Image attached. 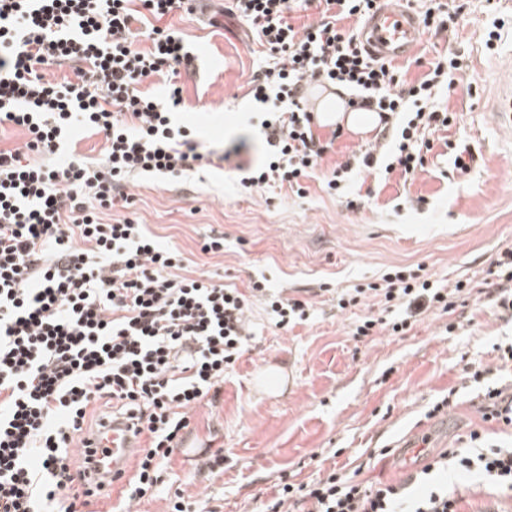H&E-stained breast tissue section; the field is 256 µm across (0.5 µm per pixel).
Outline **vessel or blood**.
Segmentation results:
<instances>
[{"instance_id": "vessel-or-blood-1", "label": "vessel or blood", "mask_w": 512, "mask_h": 512, "mask_svg": "<svg viewBox=\"0 0 512 512\" xmlns=\"http://www.w3.org/2000/svg\"><path fill=\"white\" fill-rule=\"evenodd\" d=\"M380 6L368 15L360 27V39L368 54L376 60H397L411 54L422 39L418 17L404 0H379ZM335 88L325 81L308 86L307 107L314 119L323 114L322 98L334 94ZM95 448L94 466L104 478L122 480L129 473L130 459L137 441L130 426L114 422L94 433L89 442Z\"/></svg>"}]
</instances>
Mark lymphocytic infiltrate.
I'll return each instance as SVG.
<instances>
[{
    "mask_svg": "<svg viewBox=\"0 0 512 512\" xmlns=\"http://www.w3.org/2000/svg\"><path fill=\"white\" fill-rule=\"evenodd\" d=\"M376 0H229L266 56L251 95L260 114L263 158L240 183L247 189L288 188L304 196L322 175L329 194L360 209L353 177L403 178L424 171L429 131L451 125L433 94L461 65L441 56L407 83L400 68L366 55L355 20ZM197 0H0V125L12 124L22 145L0 148V512H81L91 460L83 439L90 410H115L144 437L119 512L161 495L167 464L190 426V412L216 403L224 372L252 336L249 311L263 300L276 328L305 319V301L249 292L181 276L184 257L156 240L137 219L107 223L106 211L132 208L130 177L181 178L239 154L244 144L208 147L175 121L183 102L179 77L197 57L180 32L159 21ZM317 10L316 23L295 27L293 14ZM77 62L73 76L45 69ZM163 78L164 99L142 91ZM326 80L348 91L350 105L380 116L383 153L366 151L327 174L328 151L315 136L302 88ZM102 136L103 157H79L75 130ZM378 312L356 337L406 329L429 310L446 314L471 297L469 281L444 288L396 268L367 288H346L338 308L363 292ZM448 448L400 484L360 480L337 470L307 483L280 482L265 512H459V493L438 476L479 473L512 490V445Z\"/></svg>",
    "mask_w": 512,
    "mask_h": 512,
    "instance_id": "obj_1",
    "label": "lymphocytic infiltrate"
}]
</instances>
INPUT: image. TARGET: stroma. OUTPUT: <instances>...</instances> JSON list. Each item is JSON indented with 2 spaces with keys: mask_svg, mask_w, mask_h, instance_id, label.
<instances>
[{
  "mask_svg": "<svg viewBox=\"0 0 512 512\" xmlns=\"http://www.w3.org/2000/svg\"><path fill=\"white\" fill-rule=\"evenodd\" d=\"M443 2L452 20L446 30L424 33L406 79H421L450 49L464 69L436 92V105L455 120L434 133L426 170L413 180L397 172L384 181L355 179L362 197L356 211L317 179L308 180L303 197L286 188L244 189L229 164L182 179L139 176L128 187L138 222L183 252L182 276L209 274L242 291L263 279L311 304L308 320L283 331L255 302V336L227 369L219 402L193 410L189 441L222 446L224 470L211 473L204 460L177 452L166 485L202 512H261L279 479L306 483L335 467L399 483L421 469L424 452L468 447L475 429L488 443L512 441L482 421L469 379L471 367L496 368L497 345L512 342V322L489 303L470 298L451 313L419 316L403 334L361 340L353 330L372 299L336 306L341 289L366 286L397 266L445 286L468 279L490 294L496 279L489 271L512 248V124L498 114L512 81V0ZM164 22L198 57V73L180 78L179 123L216 147L245 133L250 82L263 60L247 28L229 16L219 27L182 13ZM464 150L474 160L460 170L453 160ZM210 236L223 237L222 252H202ZM450 392L456 408L427 418L429 406ZM409 444L422 454H400ZM386 446L391 455L379 458Z\"/></svg>",
  "mask_w": 512,
  "mask_h": 512,
  "instance_id": "obj_1",
  "label": "stroma"
}]
</instances>
